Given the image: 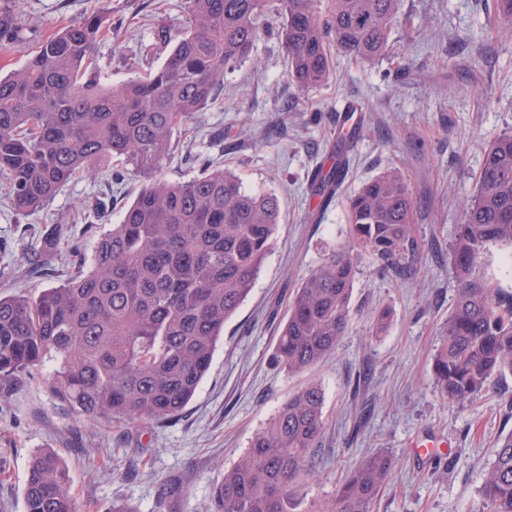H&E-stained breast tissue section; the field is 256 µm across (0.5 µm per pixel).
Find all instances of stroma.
Here are the masks:
<instances>
[{
	"label": "stroma",
	"instance_id": "stroma-1",
	"mask_svg": "<svg viewBox=\"0 0 512 512\" xmlns=\"http://www.w3.org/2000/svg\"><path fill=\"white\" fill-rule=\"evenodd\" d=\"M96 0H17L28 43L93 11ZM489 0H402L410 27L396 26L391 57L356 63L336 56L329 79L305 91L290 81L278 35L224 77L218 100L194 129L174 137L163 174L179 182L210 155L249 188L278 196L281 221L255 288L224 327L211 368L178 416L163 421L80 419L56 399L47 371L0 393V512H25L30 457L56 454L70 471L79 512H210L225 470L278 406L307 381L325 392L315 475L300 492L327 499L348 468L389 452L393 466L374 512H471L497 443L512 433V373L494 377L464 404L434 383L437 329L456 300L450 246L462 205L478 188L486 145L512 132V33L486 29ZM119 40H102L101 81L118 85L157 68L165 53H143L155 27L183 31L182 0H112ZM361 108L356 146L333 198L312 191L341 142L337 109ZM395 171L413 201L418 244L407 267L358 261L351 324L336 349L291 375L274 360L288 301L332 251L352 249L344 200L365 182ZM140 188L103 174L65 185L44 210L15 215L0 196V296L34 295L64 283L71 267L54 251L55 272L31 261L58 220L71 240L91 244L118 223ZM383 335L372 336L379 317Z\"/></svg>",
	"mask_w": 512,
	"mask_h": 512
}]
</instances>
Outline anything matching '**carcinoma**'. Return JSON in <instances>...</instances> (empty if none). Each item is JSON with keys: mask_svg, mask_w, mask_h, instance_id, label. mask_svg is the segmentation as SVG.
<instances>
[{"mask_svg": "<svg viewBox=\"0 0 512 512\" xmlns=\"http://www.w3.org/2000/svg\"><path fill=\"white\" fill-rule=\"evenodd\" d=\"M0 0V45L25 42ZM43 39L25 63L0 75V186L22 215L43 210L69 181L121 157L142 186L120 223L96 243L89 269L71 247L65 283L36 296L0 298V387L50 371L54 396L80 417L166 420L195 396L224 324L254 288L280 224L278 197L246 189L232 171L204 164L169 183L161 173L178 131L224 88V75L282 21L291 80L301 90L325 82L342 54L372 62L391 47L400 0H184L186 31L164 62L117 86L101 83L96 46L114 34L112 0ZM487 26H512V0H494ZM344 161L313 178L330 197ZM412 199L397 172L346 199L356 248L400 265L414 251ZM492 247L512 251V133L484 153L479 190L463 206L451 260L458 294L439 329L434 379L461 403L512 372V297L480 273ZM356 257L338 251L297 288L276 344L290 374L327 357L351 320ZM325 396L309 382L277 408L213 491L212 512H373L392 457L379 451L346 471L333 496L306 505L294 487L311 473L324 428ZM26 512H78L70 476L53 453L35 455L24 486ZM475 512H512V434L498 442Z\"/></svg>", "mask_w": 512, "mask_h": 512, "instance_id": "1", "label": "carcinoma"}]
</instances>
